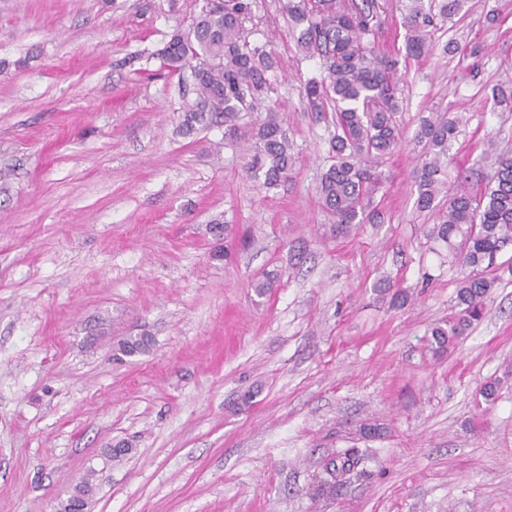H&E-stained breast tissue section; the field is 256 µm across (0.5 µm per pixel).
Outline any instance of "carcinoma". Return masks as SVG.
<instances>
[{
	"instance_id": "carcinoma-1",
	"label": "carcinoma",
	"mask_w": 512,
	"mask_h": 512,
	"mask_svg": "<svg viewBox=\"0 0 512 512\" xmlns=\"http://www.w3.org/2000/svg\"><path fill=\"white\" fill-rule=\"evenodd\" d=\"M253 0H204L188 29L172 35L163 64L172 73L190 68L196 98L182 124L189 134L196 126L219 124L228 134L254 144L250 176L265 188L288 179L294 157L279 112L263 107L273 67L267 44L252 38L256 29ZM284 12L293 24L294 40L306 57L323 60L325 75L304 86L307 110L327 116L332 164L322 174L321 205L338 235L360 224L381 222L373 197L382 184L378 167L400 144L396 120L401 95L399 59L383 56L368 36L385 23L384 0H286ZM467 0H403L404 59L431 55V33L460 13ZM264 111L261 120L247 116ZM464 116L431 114L421 119L419 139L427 151L417 170V206L437 214L428 236L448 248L451 261L470 269L456 293L457 312L445 325L431 329L434 352L442 354L484 315L495 280L484 276L496 254L512 243V157L498 155L488 185L479 194L458 185L448 193L441 179L448 146L467 124ZM149 338L129 336L117 351L132 356L146 351ZM341 466L327 468L325 483L336 485L368 457L350 448Z\"/></svg>"
}]
</instances>
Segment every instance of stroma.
Instances as JSON below:
<instances>
[{
	"mask_svg": "<svg viewBox=\"0 0 512 512\" xmlns=\"http://www.w3.org/2000/svg\"><path fill=\"white\" fill-rule=\"evenodd\" d=\"M283 2H253L295 156L266 189L223 127L181 129L193 79L159 52L203 0H0V512H62L88 477L89 512H512V245L484 318L434 355L466 270L426 236L415 184L428 113L469 120L449 186L484 188L488 143L512 150V0H469L407 61L384 221L345 236L320 203L329 129L302 100L324 68ZM345 448L374 461L328 487Z\"/></svg>",
	"mask_w": 512,
	"mask_h": 512,
	"instance_id": "1",
	"label": "stroma"
}]
</instances>
